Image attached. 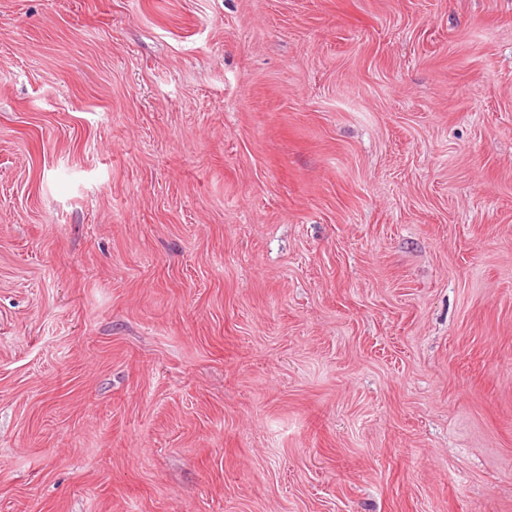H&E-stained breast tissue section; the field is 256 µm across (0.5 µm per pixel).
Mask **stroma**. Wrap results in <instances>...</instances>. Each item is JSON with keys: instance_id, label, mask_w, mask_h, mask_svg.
I'll list each match as a JSON object with an SVG mask.
<instances>
[{"instance_id": "obj_1", "label": "stroma", "mask_w": 512, "mask_h": 512, "mask_svg": "<svg viewBox=\"0 0 512 512\" xmlns=\"http://www.w3.org/2000/svg\"><path fill=\"white\" fill-rule=\"evenodd\" d=\"M0 512H512V0H0Z\"/></svg>"}]
</instances>
